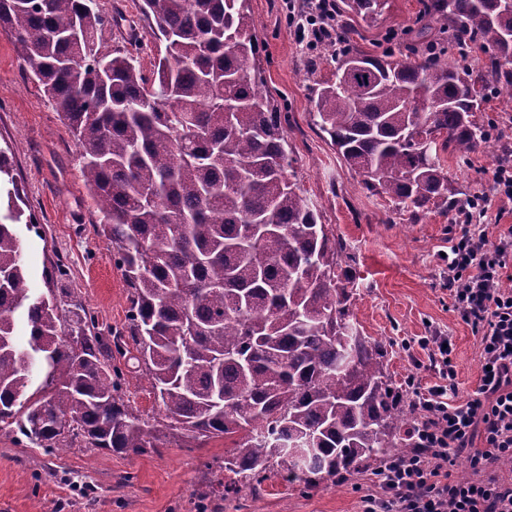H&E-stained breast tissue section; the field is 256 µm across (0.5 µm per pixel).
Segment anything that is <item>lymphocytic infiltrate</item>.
Masks as SVG:
<instances>
[{"mask_svg": "<svg viewBox=\"0 0 512 512\" xmlns=\"http://www.w3.org/2000/svg\"><path fill=\"white\" fill-rule=\"evenodd\" d=\"M301 17L297 29L307 46L335 42L334 0H307ZM495 198L512 200V162L497 167L491 192L474 193L449 230L442 272L454 310L478 337L479 385L460 394L447 337L419 339L436 380L427 387L411 376L405 381L421 411L411 431L414 451L375 472L361 512H512V480L495 471L512 464V285L504 281L512 226L489 241L483 224ZM462 456L472 474L452 478Z\"/></svg>", "mask_w": 512, "mask_h": 512, "instance_id": "1", "label": "lymphocytic infiltrate"}]
</instances>
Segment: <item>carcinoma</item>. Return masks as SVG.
Returning <instances> with one entry per match:
<instances>
[{"label":"carcinoma","mask_w":512,"mask_h":512,"mask_svg":"<svg viewBox=\"0 0 512 512\" xmlns=\"http://www.w3.org/2000/svg\"><path fill=\"white\" fill-rule=\"evenodd\" d=\"M386 4L336 0L341 58L315 118L365 188L417 222L455 203L445 155L502 136L475 114L493 90L512 94V0H419L423 60L353 53L352 22ZM140 10L158 48L151 79L125 48L97 57L107 23L89 0H0V28L80 149L129 302L125 331L103 333L83 305L68 317L55 298H33L22 210L0 221V434L48 453L77 440L143 453L169 435L187 448L221 436L226 499L272 474L309 490L410 454L415 407L382 345L352 323L343 245L295 180L248 0H142ZM73 24L91 51L65 35ZM475 46L479 68L465 64ZM358 58L364 67L345 72ZM37 358L45 381L22 402ZM129 376L150 383L162 418L124 400Z\"/></svg>","instance_id":"carcinoma-1"}]
</instances>
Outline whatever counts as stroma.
Segmentation results:
<instances>
[{
	"label": "stroma",
	"instance_id": "obj_1",
	"mask_svg": "<svg viewBox=\"0 0 512 512\" xmlns=\"http://www.w3.org/2000/svg\"><path fill=\"white\" fill-rule=\"evenodd\" d=\"M108 19L104 50L127 47L152 74L156 42L142 19L139 0H96ZM383 15L357 21L356 51L379 55L403 50L417 26L418 0H388ZM301 0H249L258 39L259 65L279 111L288 114V149L296 177L346 246L356 272L353 321L358 331L382 343L392 379L435 381L417 341L440 335L453 343L460 394L473 392L481 374L477 340L452 307L440 278L453 215L437 211L418 223L368 192L360 174L338 155L315 123L316 93L330 81L336 61L327 47L301 43L293 16ZM0 146L20 191L26 221L16 230L34 295L51 297L46 268L61 263V285L82 303L100 328L123 329L127 291L112 249L98 234V216L81 174L80 149L31 66L19 57L12 35L0 29ZM498 142L468 159H448V176L465 195L492 182ZM224 459V440L200 447L171 442L160 452L115 454L75 446L54 453L24 436H0V512H360L370 487V469L334 486L300 492L280 479L261 493L242 490L227 500L213 490V472Z\"/></svg>",
	"mask_w": 512,
	"mask_h": 512
}]
</instances>
